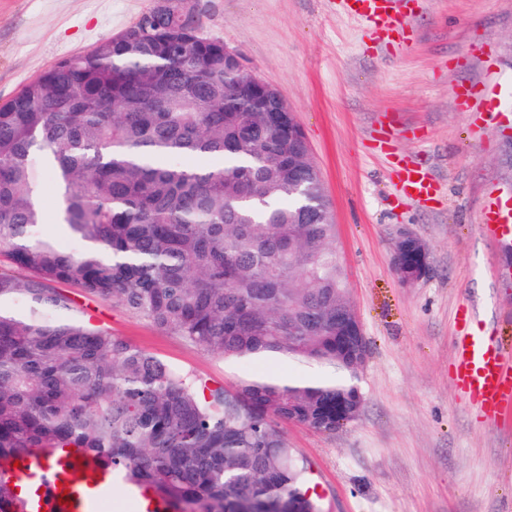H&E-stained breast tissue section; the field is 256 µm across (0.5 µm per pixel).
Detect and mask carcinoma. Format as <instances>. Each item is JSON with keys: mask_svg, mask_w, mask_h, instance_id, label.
Here are the masks:
<instances>
[{"mask_svg": "<svg viewBox=\"0 0 512 512\" xmlns=\"http://www.w3.org/2000/svg\"><path fill=\"white\" fill-rule=\"evenodd\" d=\"M176 2L0 103V512L31 500L16 459L70 448L171 512H321L281 424L333 433L363 406L306 136ZM47 177L73 249L43 231ZM399 251L401 280L429 253ZM75 292L205 353L318 376L213 386L74 313Z\"/></svg>", "mask_w": 512, "mask_h": 512, "instance_id": "cac0c4a2", "label": "carcinoma"}]
</instances>
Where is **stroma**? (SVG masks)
<instances>
[{"label": "stroma", "instance_id": "1", "mask_svg": "<svg viewBox=\"0 0 512 512\" xmlns=\"http://www.w3.org/2000/svg\"><path fill=\"white\" fill-rule=\"evenodd\" d=\"M156 0H0V103L60 59L91 51ZM204 36L239 52L294 110L333 209V246L369 340L359 416L336 433L284 425L325 512H512V420L486 416L453 377L457 312L512 344V269L480 232L489 190L512 193L501 163L512 131V0H401L411 42L369 34L342 0H192ZM489 87L481 113L455 85ZM440 191L401 198L396 163ZM409 229L431 273L405 286L393 240ZM81 316L167 363L232 388L257 373L312 376L284 356L232 360L106 303Z\"/></svg>", "mask_w": 512, "mask_h": 512}]
</instances>
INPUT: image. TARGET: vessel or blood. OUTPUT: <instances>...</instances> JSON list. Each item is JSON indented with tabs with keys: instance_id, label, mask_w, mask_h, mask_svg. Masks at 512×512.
I'll use <instances>...</instances> for the list:
<instances>
[{
	"instance_id": "b4317fda",
	"label": "vessel or blood",
	"mask_w": 512,
	"mask_h": 512,
	"mask_svg": "<svg viewBox=\"0 0 512 512\" xmlns=\"http://www.w3.org/2000/svg\"><path fill=\"white\" fill-rule=\"evenodd\" d=\"M397 0H344L348 12L369 22L374 30H395L402 16ZM399 190L408 199L425 200L437 184L420 165H404L399 175ZM499 202L488 196L481 213L482 232L492 240L512 242V225L498 216ZM454 377L457 386L472 395L483 411L493 418H512V355L492 337L471 331L459 339L455 348ZM21 480L38 478L39 498L28 512H96L98 499L112 487V474L98 468L82 455H70L51 463L25 457L18 473Z\"/></svg>"
}]
</instances>
